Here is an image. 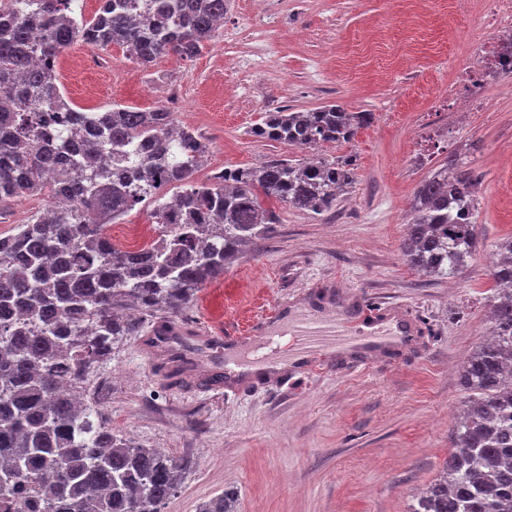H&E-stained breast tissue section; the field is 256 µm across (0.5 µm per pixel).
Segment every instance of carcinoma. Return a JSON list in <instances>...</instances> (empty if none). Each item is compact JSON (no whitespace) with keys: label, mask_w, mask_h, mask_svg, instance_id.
<instances>
[{"label":"carcinoma","mask_w":512,"mask_h":512,"mask_svg":"<svg viewBox=\"0 0 512 512\" xmlns=\"http://www.w3.org/2000/svg\"><path fill=\"white\" fill-rule=\"evenodd\" d=\"M77 0H0V211L48 194L55 207L0 237V493L19 512H161L185 461L117 437L83 401L91 368L140 331L134 313L177 314L224 275L246 244L277 223L275 199L320 215L355 181L353 159L271 160L207 181L195 173L202 135L175 129L158 106L103 112L70 106L58 83L61 49L82 40L130 48L147 68L162 55L197 56L229 0H102L91 20ZM42 40L31 43V31ZM374 120L334 102L262 113L253 136L301 150L348 143ZM477 177L450 152L417 187L403 259L436 277L461 272L477 250ZM181 189L172 201L167 190ZM154 205L162 231L136 251L106 226ZM492 266L490 339L464 363L467 393L441 476L410 512H512V237ZM226 491L201 512H234Z\"/></svg>","instance_id":"obj_1"}]
</instances>
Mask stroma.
<instances>
[{
  "mask_svg": "<svg viewBox=\"0 0 512 512\" xmlns=\"http://www.w3.org/2000/svg\"><path fill=\"white\" fill-rule=\"evenodd\" d=\"M465 36L451 0H234L190 60L169 54L145 69L126 48L83 42L62 54L59 83L73 108L164 106L203 135L198 180L271 159L355 160V184L330 212L267 200L278 218L269 238L173 322L216 335L281 302L356 316L379 295L415 326L407 341L364 357L312 349L310 366L288 369L285 391L270 377L240 392L180 395L150 371L140 344L164 316H145L140 335L119 339L92 369L85 396L116 434L188 460L163 512H199L227 489L236 512H408L439 475L466 398L461 368L489 336L487 258L512 237V75L489 111L461 121L431 110L466 61ZM328 102L375 119L351 142L312 152L250 134L262 112ZM448 150L479 178V246L461 273L434 279L403 260L400 244L417 186ZM160 230L142 203L107 233L118 248L139 250Z\"/></svg>",
  "mask_w": 512,
  "mask_h": 512,
  "instance_id": "1",
  "label": "stroma"
}]
</instances>
